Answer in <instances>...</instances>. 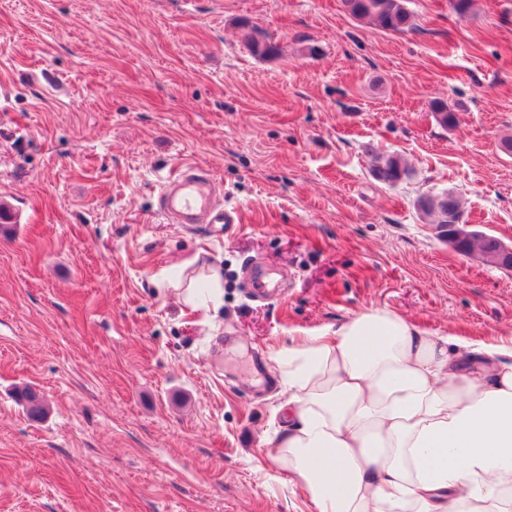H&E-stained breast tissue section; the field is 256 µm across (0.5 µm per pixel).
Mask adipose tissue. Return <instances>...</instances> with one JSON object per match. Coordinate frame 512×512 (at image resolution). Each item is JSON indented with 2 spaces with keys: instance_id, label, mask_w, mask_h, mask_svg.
Here are the masks:
<instances>
[{
  "instance_id": "obj_1",
  "label": "adipose tissue",
  "mask_w": 512,
  "mask_h": 512,
  "mask_svg": "<svg viewBox=\"0 0 512 512\" xmlns=\"http://www.w3.org/2000/svg\"><path fill=\"white\" fill-rule=\"evenodd\" d=\"M270 456L313 512H512V336L385 308L291 338Z\"/></svg>"
}]
</instances>
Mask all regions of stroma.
<instances>
[{
    "label": "stroma",
    "instance_id": "35a3bbf8",
    "mask_svg": "<svg viewBox=\"0 0 512 512\" xmlns=\"http://www.w3.org/2000/svg\"><path fill=\"white\" fill-rule=\"evenodd\" d=\"M406 7L392 33L342 0H0V512H310L269 457L290 337L370 308L512 335V271L417 206L454 192L512 244V0ZM377 154L410 178L377 181ZM186 162L239 223L168 219ZM251 263L279 297L249 295ZM212 267L205 319L182 293ZM18 398L32 419H39L47 412L43 396L31 387L22 388L18 393Z\"/></svg>",
    "mask_w": 512,
    "mask_h": 512
}]
</instances>
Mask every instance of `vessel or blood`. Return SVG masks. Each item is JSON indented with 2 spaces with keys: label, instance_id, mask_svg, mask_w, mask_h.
Listing matches in <instances>:
<instances>
[{
  "label": "vessel or blood",
  "instance_id": "obj_1",
  "mask_svg": "<svg viewBox=\"0 0 512 512\" xmlns=\"http://www.w3.org/2000/svg\"><path fill=\"white\" fill-rule=\"evenodd\" d=\"M164 213L179 224H234L235 209L220 207L217 186L212 174L192 163L185 164L180 174L170 181L161 195Z\"/></svg>",
  "mask_w": 512,
  "mask_h": 512
}]
</instances>
